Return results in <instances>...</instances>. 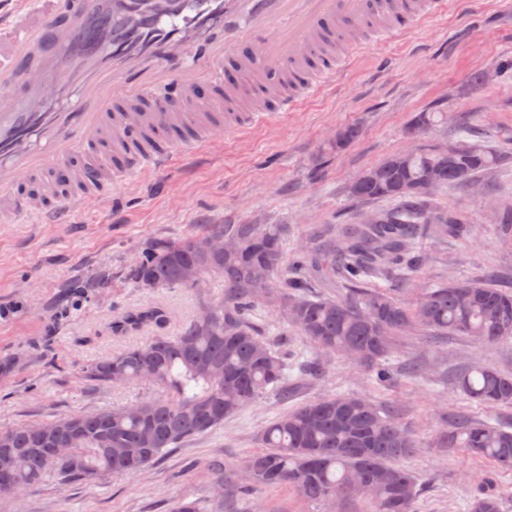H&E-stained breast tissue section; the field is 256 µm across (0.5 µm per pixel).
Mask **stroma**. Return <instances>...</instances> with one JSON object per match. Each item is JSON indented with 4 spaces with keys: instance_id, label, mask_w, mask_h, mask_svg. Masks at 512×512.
<instances>
[{
    "instance_id": "stroma-1",
    "label": "stroma",
    "mask_w": 512,
    "mask_h": 512,
    "mask_svg": "<svg viewBox=\"0 0 512 512\" xmlns=\"http://www.w3.org/2000/svg\"><path fill=\"white\" fill-rule=\"evenodd\" d=\"M512 58V0H452L447 16L401 38L370 47L355 65L282 121L243 137L218 141L203 159L123 184L122 210L110 202L78 206L71 224H0V430L30 422L97 412L146 401L158 389L85 380L83 368L126 346L111 326L123 313L162 305L174 336L200 307L224 292L222 278L200 288H140L125 271L149 246L184 238L199 224H286V253L307 246L315 224H341L353 208V179L387 155L404 150L406 129L428 108L446 120L423 142L456 140L459 126L474 127L491 146L512 153V80L495 72ZM485 70L484 88L471 84ZM355 124L359 139L336 152L326 143L339 127ZM474 190L439 192L438 202L467 220L459 238L440 242L422 235L424 267L397 293L413 299L418 288L448 279L494 273L512 290V232L501 224L512 212V166L484 171ZM268 336L284 337L292 353L289 397L269 390L225 418L222 425L185 439L146 469L93 480L61 481L47 474L20 494L0 496V512H169L174 502L199 512H371L367 499L343 508L310 501L284 485L241 492V467L259 451V437L275 418L325 395H355L397 406L419 446L404 459L418 478L415 512H469L476 492L493 490L502 512H512V471L438 444L445 420L460 413L492 424H512V404L485 409L465 400L454 375L479 363L512 375V341L490 347L466 336L404 339L388 362L418 361L419 377L398 375L387 385L340 355H319L274 304L254 316ZM223 486H216V476Z\"/></svg>"
}]
</instances>
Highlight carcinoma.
<instances>
[{
	"label": "carcinoma",
	"mask_w": 512,
	"mask_h": 512,
	"mask_svg": "<svg viewBox=\"0 0 512 512\" xmlns=\"http://www.w3.org/2000/svg\"><path fill=\"white\" fill-rule=\"evenodd\" d=\"M423 112L408 131L421 140L435 124ZM355 124L336 130L331 147L342 151L359 137ZM445 145H422L385 157L351 182L353 201L375 203L327 233L315 229V246L286 265V224H199L184 238L148 247L128 266L127 278L141 288H188L183 274L195 271L224 279V294L202 305L175 336H146L86 366L85 377L101 384L153 382L159 398L124 408L18 425L0 431L1 493H17L54 471L65 480L120 476L157 461L168 448L213 430L224 418L267 389L288 394V347L276 343L251 318L266 298H275L285 321L322 352H340L392 380L386 365L400 336L417 330L468 336L483 346L512 340V291L485 278L441 281L423 288L411 306L374 278L412 281L422 269L415 240L422 231L445 240L465 231V220L436 202L439 191L465 188L479 173L508 155L471 141L476 131L458 130ZM443 213L448 223H435ZM224 239V253L207 243ZM340 283L336 299L311 296L307 270ZM170 322L163 307L130 311L112 323L126 337ZM456 384L471 401L488 408L512 404V376L475 364ZM263 450L245 461L244 484L290 485L309 500L363 497L373 512H413L418 478L398 464L416 442L397 416L354 396H328L297 406L262 431ZM442 448H460L495 468L512 471V432L501 425L460 416L440 438ZM56 448L68 449L58 456ZM472 512H501L498 495L474 497Z\"/></svg>",
	"instance_id": "obj_1"
}]
</instances>
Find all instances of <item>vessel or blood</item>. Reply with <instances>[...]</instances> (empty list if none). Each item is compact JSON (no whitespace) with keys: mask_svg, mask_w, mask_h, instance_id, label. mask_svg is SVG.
<instances>
[{"mask_svg":"<svg viewBox=\"0 0 512 512\" xmlns=\"http://www.w3.org/2000/svg\"><path fill=\"white\" fill-rule=\"evenodd\" d=\"M451 0H0V224L278 121Z\"/></svg>","mask_w":512,"mask_h":512,"instance_id":"vessel-or-blood-1","label":"vessel or blood"}]
</instances>
